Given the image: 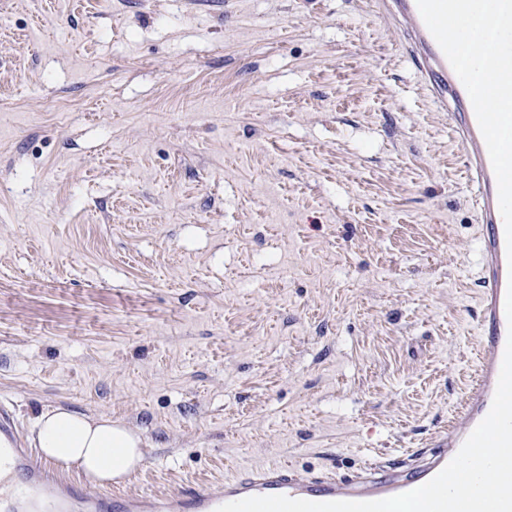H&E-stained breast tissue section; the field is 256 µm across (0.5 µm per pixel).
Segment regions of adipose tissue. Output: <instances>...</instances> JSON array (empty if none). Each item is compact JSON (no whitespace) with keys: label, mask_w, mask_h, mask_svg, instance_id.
Listing matches in <instances>:
<instances>
[{"label":"adipose tissue","mask_w":512,"mask_h":512,"mask_svg":"<svg viewBox=\"0 0 512 512\" xmlns=\"http://www.w3.org/2000/svg\"><path fill=\"white\" fill-rule=\"evenodd\" d=\"M32 440L63 472L76 471L102 485L124 481L143 458V440L108 416L57 407L36 421Z\"/></svg>","instance_id":"obj_1"}]
</instances>
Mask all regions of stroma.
<instances>
[{
	"label": "stroma",
	"instance_id": "35a3bbf8",
	"mask_svg": "<svg viewBox=\"0 0 512 512\" xmlns=\"http://www.w3.org/2000/svg\"><path fill=\"white\" fill-rule=\"evenodd\" d=\"M472 186L375 0L0 9V404L126 490L425 453L476 370ZM32 434L36 448L60 471L74 470L98 485L124 481L144 455L143 440L134 429L108 416H88L64 407L44 412Z\"/></svg>",
	"mask_w": 512,
	"mask_h": 512
}]
</instances>
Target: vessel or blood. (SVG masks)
Wrapping results in <instances>:
<instances>
[{
	"label": "vessel or blood",
	"mask_w": 512,
	"mask_h": 512,
	"mask_svg": "<svg viewBox=\"0 0 512 512\" xmlns=\"http://www.w3.org/2000/svg\"><path fill=\"white\" fill-rule=\"evenodd\" d=\"M380 9L402 30V49L422 77L431 102L448 113L449 125L474 184L475 233L482 290L479 298L478 370L467 386L447 433L435 450L392 471L368 467L349 479L304 476L266 461L226 476L215 488L190 487L176 493L88 492L54 479L51 468L24 448L6 409H0V512H216L225 503L252 496L285 495L315 502L389 498L420 487L436 476L490 411L512 334L505 313L512 264L507 261L498 186L469 94L427 28L417 0H380Z\"/></svg>",
	"instance_id": "obj_1"
}]
</instances>
